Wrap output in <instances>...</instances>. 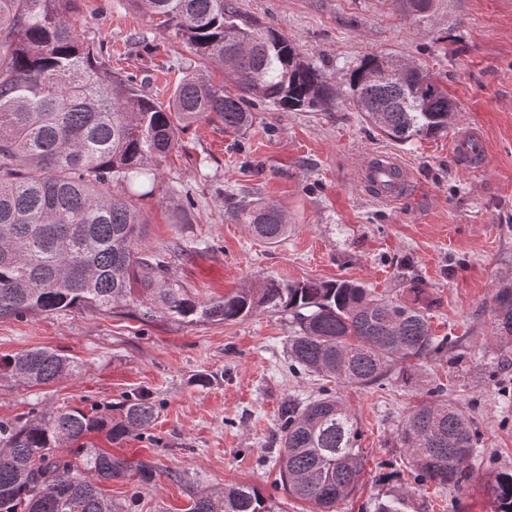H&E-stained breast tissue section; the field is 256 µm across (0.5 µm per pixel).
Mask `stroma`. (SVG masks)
<instances>
[{
  "mask_svg": "<svg viewBox=\"0 0 512 512\" xmlns=\"http://www.w3.org/2000/svg\"><path fill=\"white\" fill-rule=\"evenodd\" d=\"M274 25L335 85L329 111L286 112L265 103L233 133L203 119L180 134L141 200L147 243L176 252L172 278L202 301L263 278L288 282L353 280L393 299L411 280L427 290L435 335L459 337L451 353L407 361L381 383L347 386L366 461L357 487L336 512H373L378 497L409 490L408 512H487V481L512 468V336L495 331L498 288L512 285V0H433L424 13L395 0H241ZM77 27L112 68L136 78L166 104L200 62L159 30L134 0H81ZM143 41H135V34ZM381 54L423 66L448 90L453 122L477 124L489 141L485 171L461 167L451 133L397 144L382 138L348 93L351 69ZM395 154L414 171L394 203L356 180L373 153ZM267 200L288 218L287 238L269 243L238 223L230 197ZM292 318L259 311L231 324H177L133 314L71 309L0 318V359L49 348L82 365L78 375L42 387L0 382V421L79 408L89 414L147 391L159 404L151 430L98 447L152 466L101 482L125 512H188L187 480L245 483L274 497L281 512H312L277 484L272 445L288 399L319 396L323 382L288 369ZM478 430L479 454L466 480L439 488L414 482L399 428L437 387Z\"/></svg>",
  "mask_w": 512,
  "mask_h": 512,
  "instance_id": "1",
  "label": "stroma"
}]
</instances>
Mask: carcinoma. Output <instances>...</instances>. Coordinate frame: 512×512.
<instances>
[{
    "label": "carcinoma",
    "instance_id": "1",
    "mask_svg": "<svg viewBox=\"0 0 512 512\" xmlns=\"http://www.w3.org/2000/svg\"><path fill=\"white\" fill-rule=\"evenodd\" d=\"M224 81L184 78L163 106L114 71L81 39L78 0H0V317L72 308L101 314L131 309L174 323L244 319L257 311L292 315L290 369L338 385L370 386L398 363L443 355L456 341L433 334L424 289L412 299L376 296L351 280L290 283L266 279L200 301L168 271L172 255L146 244L139 201L153 195L158 165L179 146L181 129L209 117L239 131L255 101L285 111H323L338 94L301 59L288 37L243 13L238 0H134ZM349 95L367 122L395 142L448 130V91L417 64L368 55L351 72ZM117 191H112V187ZM235 218L258 238L288 236L272 203L244 202ZM496 331L512 335V286L494 296ZM3 376L28 387L80 373L69 357L36 348L0 361ZM405 418L400 441L414 481L466 480L477 452L468 415L444 397ZM156 401L133 396L118 417L79 408L0 422V512H121L99 488L127 473L124 460L95 446L149 430ZM357 420L338 393L288 401L276 430L279 482L317 512H334L363 471ZM492 512H512V470L489 483ZM409 492L390 491L374 512H407ZM278 504L241 483L201 488L189 512H278Z\"/></svg>",
    "mask_w": 512,
    "mask_h": 512
}]
</instances>
